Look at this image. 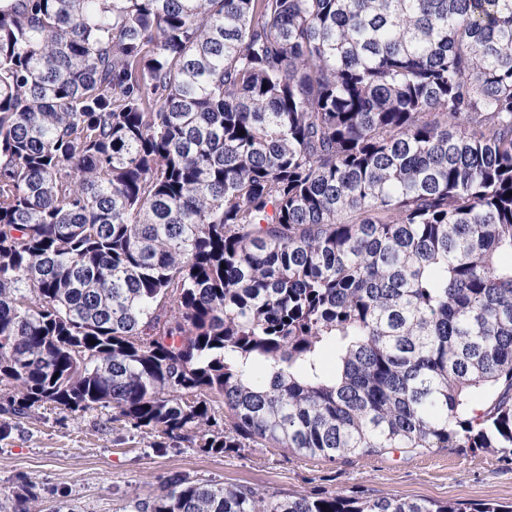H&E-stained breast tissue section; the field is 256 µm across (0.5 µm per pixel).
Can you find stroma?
Instances as JSON below:
<instances>
[{
	"label": "stroma",
	"mask_w": 512,
	"mask_h": 512,
	"mask_svg": "<svg viewBox=\"0 0 512 512\" xmlns=\"http://www.w3.org/2000/svg\"><path fill=\"white\" fill-rule=\"evenodd\" d=\"M15 387L0 384V512H137L171 478L250 485L277 494L358 492L410 499L512 503V455L488 450H393L330 461L285 448L224 456L113 419L112 409L4 413Z\"/></svg>",
	"instance_id": "stroma-1"
}]
</instances>
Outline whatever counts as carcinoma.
<instances>
[{"label": "carcinoma", "mask_w": 512, "mask_h": 512, "mask_svg": "<svg viewBox=\"0 0 512 512\" xmlns=\"http://www.w3.org/2000/svg\"><path fill=\"white\" fill-rule=\"evenodd\" d=\"M510 191L512 0H0L10 410L512 452ZM138 512L512 505L177 478Z\"/></svg>", "instance_id": "1"}]
</instances>
